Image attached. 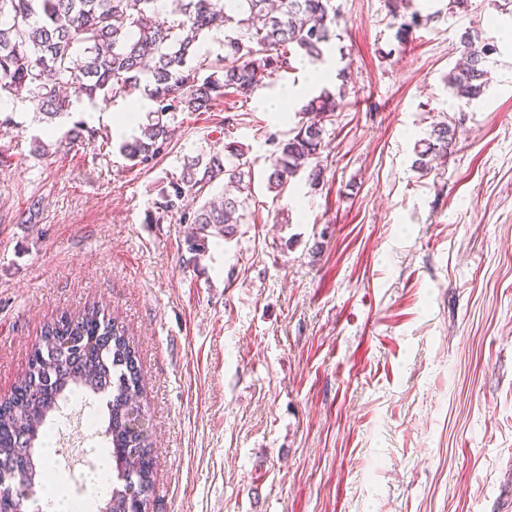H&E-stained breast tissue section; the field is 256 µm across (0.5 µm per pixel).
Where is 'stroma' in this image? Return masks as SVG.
Wrapping results in <instances>:
<instances>
[{
	"instance_id": "obj_1",
	"label": "stroma",
	"mask_w": 512,
	"mask_h": 512,
	"mask_svg": "<svg viewBox=\"0 0 512 512\" xmlns=\"http://www.w3.org/2000/svg\"><path fill=\"white\" fill-rule=\"evenodd\" d=\"M335 5L323 62L293 56L249 97L183 113L154 166H131L111 127L150 108L140 94L50 121L17 104L48 143L100 115L98 139L43 161L0 129V394L45 321L106 307L139 349L150 512H512V15L470 0L401 46L384 0ZM468 25L498 52L466 105L445 76ZM324 89L342 100L320 183L303 171L274 198L268 138ZM228 120L256 204L197 255L188 225L146 215L183 156L223 149ZM441 121L456 145L420 174L414 144Z\"/></svg>"
}]
</instances>
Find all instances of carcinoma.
I'll list each match as a JSON object with an SVG mask.
<instances>
[{
	"mask_svg": "<svg viewBox=\"0 0 512 512\" xmlns=\"http://www.w3.org/2000/svg\"><path fill=\"white\" fill-rule=\"evenodd\" d=\"M160 0H0V112L16 101H30L52 120L72 112L74 104L107 103L136 92L153 102L139 134L123 141L119 151L134 166H148L169 148L179 115L207 112L233 91L250 94L265 79L291 68V55L324 60L338 38L339 16L333 0H181L179 18L162 16ZM405 44L427 15L410 10V0H386ZM224 35L225 58H201L198 48L209 33ZM461 60L446 76L449 92L465 104L479 99L490 83L488 63L497 45L474 26L459 36ZM340 108L324 91L300 110L301 121L286 139H274L268 191L280 196L297 174L311 168L317 184L323 173L320 155L326 124ZM94 130L82 122L49 145L29 141L28 155L43 159L52 151L71 149ZM455 129L446 121L432 126L415 144L414 167L432 170L448 157ZM248 151L237 142L224 152L184 157L180 172L166 177L147 215L148 223L176 219L195 225L189 250L200 253L208 237H233L245 223L253 200ZM232 187L215 204L213 189ZM111 392L102 434L111 445L112 491L109 512H149L154 476L148 431H129L128 413L142 411L137 350L122 321L99 305L77 316L63 314L43 323L28 370L0 397V506L27 512L28 500L46 477L38 451L50 415L60 412L74 392L93 396ZM32 448L22 464L16 449Z\"/></svg>",
	"mask_w": 512,
	"mask_h": 512,
	"instance_id": "carcinoma-1",
	"label": "carcinoma"
}]
</instances>
